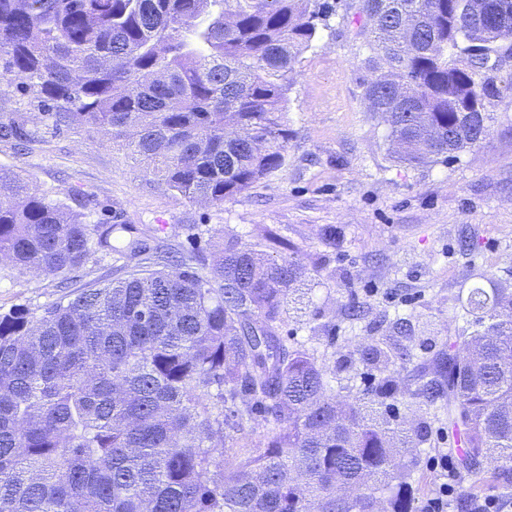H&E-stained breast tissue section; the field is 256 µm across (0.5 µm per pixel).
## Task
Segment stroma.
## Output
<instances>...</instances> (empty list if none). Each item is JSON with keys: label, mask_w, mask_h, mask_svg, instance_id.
I'll use <instances>...</instances> for the list:
<instances>
[{"label": "stroma", "mask_w": 512, "mask_h": 512, "mask_svg": "<svg viewBox=\"0 0 512 512\" xmlns=\"http://www.w3.org/2000/svg\"><path fill=\"white\" fill-rule=\"evenodd\" d=\"M335 3L295 64L284 165L223 205L167 190L97 133L45 126L27 149L0 141V167L62 199L80 190L91 200L90 222L154 228L208 260L231 234L272 256H296L305 278L289 297L281 333L335 366L340 397L353 402L381 377L359 359L376 341L410 349L414 365L429 362L460 335L459 299L473 283L486 277L512 286V54L480 73L494 88L484 101L486 138L453 158L408 165L395 158L381 113L365 104L360 2ZM61 297L54 281L0 264V313L40 311ZM401 317L411 333L394 332ZM412 373H394V413L399 424L427 429L426 442L403 453L416 462L420 502L438 485L432 460L449 448L453 461L463 453L445 413L407 407Z\"/></svg>", "instance_id": "stroma-1"}]
</instances>
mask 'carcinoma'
<instances>
[{
	"label": "carcinoma",
	"instance_id": "carcinoma-1",
	"mask_svg": "<svg viewBox=\"0 0 512 512\" xmlns=\"http://www.w3.org/2000/svg\"><path fill=\"white\" fill-rule=\"evenodd\" d=\"M496 5L505 23L473 20ZM329 0H0V96L22 89L53 126L102 132L184 197L224 204L285 162L298 54ZM373 18L364 98L398 158H449L487 135L475 76L512 30V0H362ZM467 56L460 67L448 52ZM15 115L0 138L23 144ZM0 169V263L59 276L95 256L133 263L38 313L0 314V512H413L393 418L336 397L326 360L279 336L295 257L231 237L202 258L134 224L87 221ZM462 302L472 332L412 394L502 469L512 496V291ZM385 371L410 353L373 348ZM263 415L258 440L245 424ZM365 485L347 496L343 489Z\"/></svg>",
	"mask_w": 512,
	"mask_h": 512
}]
</instances>
